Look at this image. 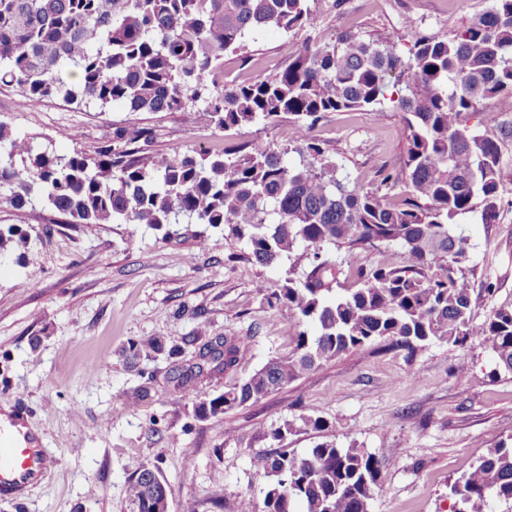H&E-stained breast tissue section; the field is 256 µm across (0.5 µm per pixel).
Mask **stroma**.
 <instances>
[{
    "mask_svg": "<svg viewBox=\"0 0 512 512\" xmlns=\"http://www.w3.org/2000/svg\"><path fill=\"white\" fill-rule=\"evenodd\" d=\"M491 0H317V29L268 28L224 55L232 84L288 64L290 47L311 39L333 41L344 29L370 40L406 39L408 30L436 37L466 25ZM471 128L501 141L498 217L459 220L467 239L464 270L475 273L471 315L481 323L512 303V112L492 101L467 117ZM0 122L35 147L66 151L60 137L77 131L91 150L119 126L151 131L154 155L217 153L241 145L286 148L295 129L274 125L228 131L194 107L179 112H133L115 103L76 106L52 99L24 105L15 88L0 87ZM401 114L332 112L314 136L350 185H375L378 173L405 154ZM28 234L26 252L0 256V404L18 403L57 457L19 498L1 499L0 512H133L127 496L132 473L158 467L167 482L169 512L195 498L198 512H236L244 498L262 505L267 477L251 460L270 453L264 431L299 417H323L325 431L298 426L286 440L304 453L326 440L357 445L379 462L371 512H449V483L468 472L500 440L512 437V374H494L482 346L455 350L430 344L415 362L376 342L348 351L259 402L205 419L167 382V355L128 362L130 340L158 336L183 344L232 335L252 356L234 370L202 380L206 393L249 377L296 344L295 314L269 308L255 290L279 270L237 260L243 244L222 229L183 224L164 237L145 225L69 224L41 205L22 208L0 200V225ZM492 282L485 291L484 282Z\"/></svg>",
    "mask_w": 512,
    "mask_h": 512,
    "instance_id": "1",
    "label": "stroma"
}]
</instances>
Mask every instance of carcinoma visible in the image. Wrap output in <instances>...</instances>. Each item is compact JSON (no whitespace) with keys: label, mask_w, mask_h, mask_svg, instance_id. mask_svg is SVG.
I'll return each instance as SVG.
<instances>
[{"label":"carcinoma","mask_w":512,"mask_h":512,"mask_svg":"<svg viewBox=\"0 0 512 512\" xmlns=\"http://www.w3.org/2000/svg\"><path fill=\"white\" fill-rule=\"evenodd\" d=\"M315 0H0V86L23 103L60 98L101 108L122 102L133 112H176L199 104L224 130L272 125L288 115L297 128L291 149L246 147L209 154L159 157L146 151L145 129L118 127L92 151L70 138L65 153L38 150L0 122V192L21 207L49 206L70 224H144L166 230L187 224L224 227V239L244 244L237 255L280 267L278 284L255 285L270 307L298 315L296 346L270 359L241 383L210 396L196 387L212 372L249 359L235 336L198 343L192 360L175 364L169 382L193 401L199 418L254 404L304 373L377 340L414 360L428 345L490 349L497 370L512 373V303L472 322L474 288L457 267L466 239L459 216L482 205L480 219H497L498 140L466 124L485 100L512 102V0L491 7L446 39L411 32L403 55L388 40L343 30L332 42L309 40L289 53L281 71L227 85L224 52L248 33L276 27L314 28ZM401 113L406 153L378 175L373 189L350 188L310 130L329 112L374 111L384 101ZM295 152L300 163L285 155ZM404 186L398 206L384 187ZM26 236L0 228V254ZM392 244L398 266L343 270L328 257ZM354 281L341 287L339 276ZM312 323L316 332L309 333ZM182 349L153 336L133 340L123 354L151 360ZM270 478L261 512H369L378 461L362 448L325 441L304 456L282 448L253 458ZM134 512L165 508V479L140 466L128 482ZM451 512H484L489 499L512 510V442L501 441L470 471L448 484Z\"/></svg>","instance_id":"1"}]
</instances>
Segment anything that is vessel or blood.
<instances>
[{"label":"vessel or blood","instance_id":"vessel-or-blood-1","mask_svg":"<svg viewBox=\"0 0 512 512\" xmlns=\"http://www.w3.org/2000/svg\"><path fill=\"white\" fill-rule=\"evenodd\" d=\"M10 426L0 425V492L16 490L33 481L50 466L38 453V437L24 427L22 410L10 416Z\"/></svg>","mask_w":512,"mask_h":512}]
</instances>
